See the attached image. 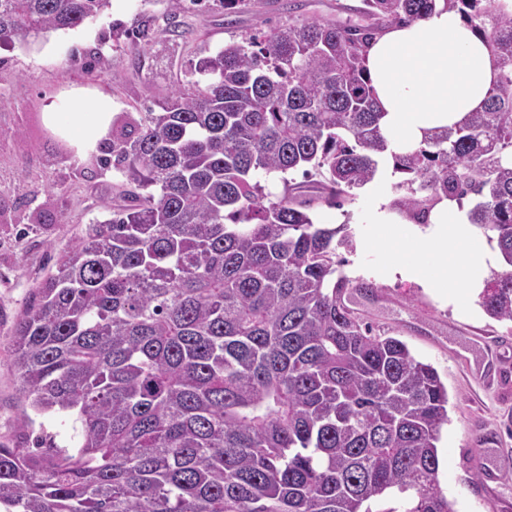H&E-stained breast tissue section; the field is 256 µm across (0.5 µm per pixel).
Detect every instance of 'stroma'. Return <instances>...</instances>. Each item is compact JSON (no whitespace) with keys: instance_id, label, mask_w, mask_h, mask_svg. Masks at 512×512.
<instances>
[{"instance_id":"stroma-1","label":"stroma","mask_w":512,"mask_h":512,"mask_svg":"<svg viewBox=\"0 0 512 512\" xmlns=\"http://www.w3.org/2000/svg\"><path fill=\"white\" fill-rule=\"evenodd\" d=\"M361 0H248L225 9L208 0L187 9L181 35L166 33L165 0H110L103 13L76 27L25 44L0 45V444L31 447L47 433L75 447L68 414H45L21 429L22 399L10 361L13 326L34 288L53 268L58 251L84 225L109 218L126 178L101 168L97 155L76 162L60 150L45 122L62 91L86 87L108 94L115 112H143L189 80L197 61L224 44L248 38L260 25L305 19L356 20ZM152 19L147 45L127 51L133 30ZM315 223L349 225L355 249L346 253L349 276L376 286L360 298L376 330L404 341L416 358L438 371L448 388V423L438 442L448 472L439 487L455 512H512V324L489 318L479 302L444 301L428 285L391 278L392 249L385 225L373 220L364 189L335 207L314 204ZM490 435L486 453L474 442Z\"/></svg>"}]
</instances>
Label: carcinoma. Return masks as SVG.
Listing matches in <instances>:
<instances>
[{
	"label": "carcinoma",
	"instance_id": "cac0c4a2",
	"mask_svg": "<svg viewBox=\"0 0 512 512\" xmlns=\"http://www.w3.org/2000/svg\"><path fill=\"white\" fill-rule=\"evenodd\" d=\"M109 0H0V45L75 27ZM436 0H362L361 20L259 29L194 66L137 120L112 121L103 164L134 189L57 256L17 319L27 412L74 416L79 446L0 444V512H455L438 487L448 389L351 307L373 284L316 224L371 182L387 150L365 48ZM499 59L481 112L394 156L393 208L418 224L476 197L469 223L501 272L480 296L512 322V0H445ZM321 177L317 197L287 175ZM280 177L264 192L256 174ZM405 496L394 491L381 498L368 501L364 504L363 510L369 512H401L405 508Z\"/></svg>",
	"mask_w": 512,
	"mask_h": 512
}]
</instances>
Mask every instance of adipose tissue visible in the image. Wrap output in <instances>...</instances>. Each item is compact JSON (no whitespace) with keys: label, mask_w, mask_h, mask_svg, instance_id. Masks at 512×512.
<instances>
[{"label":"adipose tissue","mask_w":512,"mask_h":512,"mask_svg":"<svg viewBox=\"0 0 512 512\" xmlns=\"http://www.w3.org/2000/svg\"><path fill=\"white\" fill-rule=\"evenodd\" d=\"M365 67L375 102L384 117L390 151L405 153L424 138L483 110L498 76L497 59L485 39L460 14L437 5L427 19L389 28L365 51ZM114 112L111 96L72 90L65 102L50 103L49 126L84 159L108 139ZM428 233L398 232L405 248L393 255L391 275L421 280L439 290L466 287L477 295L492 251L484 236L462 218L456 202L441 201L430 211Z\"/></svg>","instance_id":"ef3b65f1"}]
</instances>
